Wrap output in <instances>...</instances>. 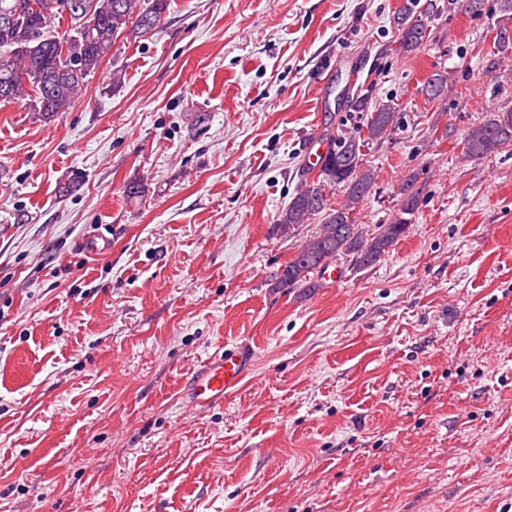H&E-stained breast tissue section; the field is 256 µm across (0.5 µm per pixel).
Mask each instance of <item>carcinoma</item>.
I'll return each instance as SVG.
<instances>
[{
	"label": "carcinoma",
	"instance_id": "cac0c4a2",
	"mask_svg": "<svg viewBox=\"0 0 512 512\" xmlns=\"http://www.w3.org/2000/svg\"><path fill=\"white\" fill-rule=\"evenodd\" d=\"M94 11V23L83 21L80 4ZM167 9V0H0V103L24 100L28 109L46 119L67 111L74 104L86 77L96 73L112 54L120 37L128 40L155 30ZM430 15L410 12L397 18L399 52L412 53L423 45ZM67 22L60 32L56 25ZM76 56L80 77L67 71V61ZM397 121L395 107L375 108L359 135L338 134L328 138L318 163L317 177L305 181L278 216L285 232L319 217L315 235L296 255L274 273L276 288H316L314 272L344 256L360 268L379 261L405 233L418 208L417 192L406 182L399 214L388 224L369 233L356 223L357 210L375 184V171L366 164L364 148L386 138ZM512 145V111L497 112L473 127L464 139L471 158H484ZM344 193L336 208L327 194Z\"/></svg>",
	"mask_w": 512,
	"mask_h": 512
}]
</instances>
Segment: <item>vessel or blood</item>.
<instances>
[{
    "mask_svg": "<svg viewBox=\"0 0 512 512\" xmlns=\"http://www.w3.org/2000/svg\"><path fill=\"white\" fill-rule=\"evenodd\" d=\"M247 359L235 349L208 359L193 376L188 395L195 404H213L236 391L246 373Z\"/></svg>",
    "mask_w": 512,
    "mask_h": 512,
    "instance_id": "vessel-or-blood-1",
    "label": "vessel or blood"
}]
</instances>
